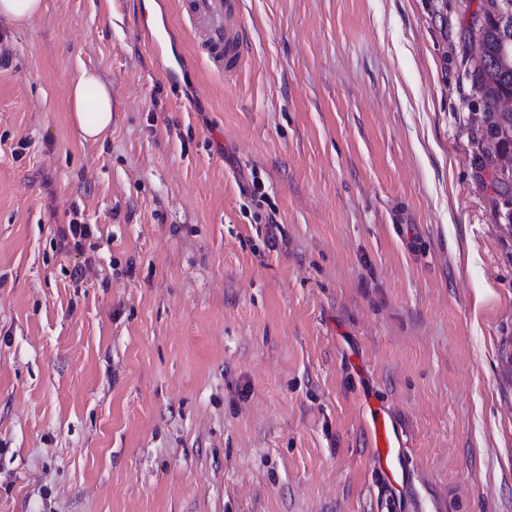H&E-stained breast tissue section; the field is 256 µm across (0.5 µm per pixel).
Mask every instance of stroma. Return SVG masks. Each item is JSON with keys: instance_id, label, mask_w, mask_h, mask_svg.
Segmentation results:
<instances>
[{"instance_id": "obj_1", "label": "stroma", "mask_w": 512, "mask_h": 512, "mask_svg": "<svg viewBox=\"0 0 512 512\" xmlns=\"http://www.w3.org/2000/svg\"><path fill=\"white\" fill-rule=\"evenodd\" d=\"M44 4L0 17V512H379L368 393L413 507L512 512L480 0H243L232 82L176 0ZM70 112L81 140L103 138L112 129V94L95 72L81 70L70 90Z\"/></svg>"}]
</instances>
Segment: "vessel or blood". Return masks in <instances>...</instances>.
Instances as JSON below:
<instances>
[{
	"mask_svg": "<svg viewBox=\"0 0 512 512\" xmlns=\"http://www.w3.org/2000/svg\"><path fill=\"white\" fill-rule=\"evenodd\" d=\"M178 7L189 22L191 36L204 50L210 68L225 78H235L250 58L242 0H179ZM370 440L383 512H401L411 473L403 453V431L385 407H376L372 414Z\"/></svg>",
	"mask_w": 512,
	"mask_h": 512,
	"instance_id": "1",
	"label": "vessel or blood"
}]
</instances>
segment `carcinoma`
Segmentation results:
<instances>
[{"mask_svg":"<svg viewBox=\"0 0 512 512\" xmlns=\"http://www.w3.org/2000/svg\"><path fill=\"white\" fill-rule=\"evenodd\" d=\"M480 56L472 82L479 91L494 149L487 152L490 166L499 171L500 195L512 201V0H482L472 18Z\"/></svg>","mask_w":512,"mask_h":512,"instance_id":"carcinoma-1","label":"carcinoma"}]
</instances>
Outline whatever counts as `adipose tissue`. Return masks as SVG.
<instances>
[{"label":"adipose tissue","mask_w":512,"mask_h":512,"mask_svg":"<svg viewBox=\"0 0 512 512\" xmlns=\"http://www.w3.org/2000/svg\"><path fill=\"white\" fill-rule=\"evenodd\" d=\"M73 128L84 141L105 137L112 128V95L98 75L82 69L70 90Z\"/></svg>","instance_id":"obj_1"}]
</instances>
